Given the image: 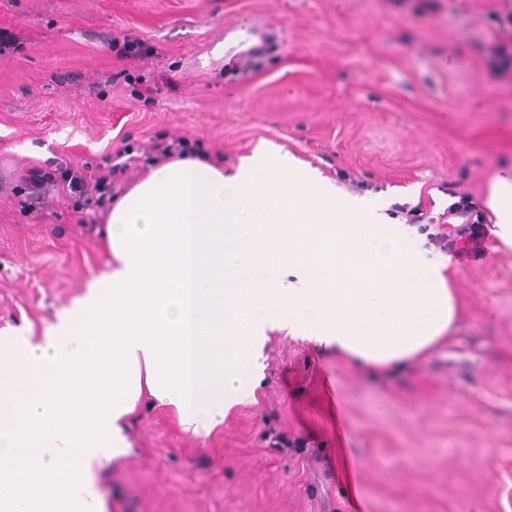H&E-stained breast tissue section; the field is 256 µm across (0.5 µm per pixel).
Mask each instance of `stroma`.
Instances as JSON below:
<instances>
[{
  "label": "stroma",
  "instance_id": "stroma-1",
  "mask_svg": "<svg viewBox=\"0 0 512 512\" xmlns=\"http://www.w3.org/2000/svg\"><path fill=\"white\" fill-rule=\"evenodd\" d=\"M0 29V330L43 335L107 261L25 171L120 154V192L175 139L228 172L263 140L385 201L448 258L461 307L452 345L392 375L270 333L253 399L206 437L142 402L130 452L94 471L106 512H512V247L484 206L512 166V62L493 56L512 0H0ZM457 197L479 254L409 221Z\"/></svg>",
  "mask_w": 512,
  "mask_h": 512
}]
</instances>
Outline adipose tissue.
<instances>
[{
    "mask_svg": "<svg viewBox=\"0 0 512 512\" xmlns=\"http://www.w3.org/2000/svg\"><path fill=\"white\" fill-rule=\"evenodd\" d=\"M486 205L512 246V173ZM106 268L40 340L0 332V498L69 512L92 466L125 452L142 396L208 435L253 397L269 330L372 373L426 357L458 318L443 265L402 225L261 141L232 173L154 169L108 214Z\"/></svg>",
    "mask_w": 512,
    "mask_h": 512,
    "instance_id": "ef3b65f1",
    "label": "adipose tissue"
}]
</instances>
